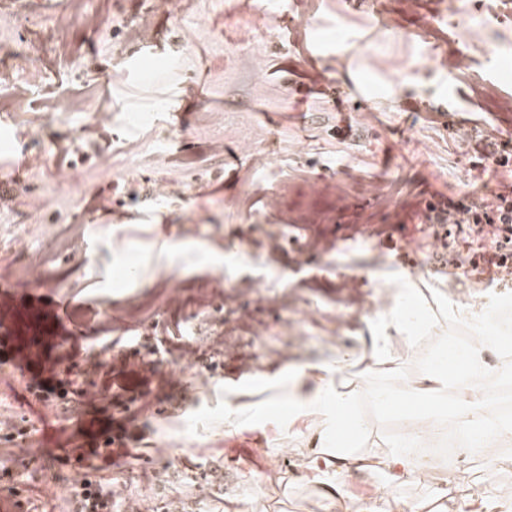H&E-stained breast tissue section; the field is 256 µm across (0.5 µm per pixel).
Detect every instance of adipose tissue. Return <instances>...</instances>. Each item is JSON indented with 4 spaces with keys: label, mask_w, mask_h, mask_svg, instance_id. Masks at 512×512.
<instances>
[{
    "label": "adipose tissue",
    "mask_w": 512,
    "mask_h": 512,
    "mask_svg": "<svg viewBox=\"0 0 512 512\" xmlns=\"http://www.w3.org/2000/svg\"><path fill=\"white\" fill-rule=\"evenodd\" d=\"M449 309L473 324L480 346L443 344L423 370L409 379L403 378L391 354L389 333L424 335L434 331L435 325L421 312L411 313L405 307L379 317L374 358L399 384L375 391L373 398L383 413L399 418L404 425L401 440L385 455H361L351 446L364 433L365 424L353 413L357 388L346 380L345 360L319 367L312 375L303 369L275 374V383L288 385L289 422H296L306 411L318 417L316 435L324 446V460L314 468V483L344 491L346 471L342 464L347 460L383 472L391 481H404L423 465L419 449L450 421L461 434L464 447L488 457L502 440L512 437V425L493 417L482 388L475 382L476 374L484 369L483 346L505 342V328L490 321L487 310L478 306L453 302Z\"/></svg>",
    "instance_id": "ef3b65f1"
}]
</instances>
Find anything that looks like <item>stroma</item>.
Masks as SVG:
<instances>
[{
    "instance_id": "35a3bbf8",
    "label": "stroma",
    "mask_w": 512,
    "mask_h": 512,
    "mask_svg": "<svg viewBox=\"0 0 512 512\" xmlns=\"http://www.w3.org/2000/svg\"><path fill=\"white\" fill-rule=\"evenodd\" d=\"M0 0V119L13 141L19 196L0 210V233L36 226L26 247L0 256V286L57 295L73 360L111 345L138 346L160 375L135 423L145 431L138 465L117 460L112 498L140 512H360L384 484L350 469L345 503L312 483L313 420L290 428L270 404L267 374L348 355L360 390V450L392 448L398 421L373 403L393 387L370 346L375 314L393 292L436 325L397 335L406 374L443 340L472 339L446 303L491 304L512 318V285L490 274L454 275L453 264L417 273L397 251L429 260L441 251L416 208L440 192L466 203L512 195V164L460 146L459 129L489 127L512 143V0ZM108 26L87 24L90 16ZM487 37L473 42L469 26ZM434 49L418 55L421 39ZM88 103L109 138L87 133ZM62 112L51 121L52 111ZM77 175L60 199L56 175ZM248 240L267 263L237 251ZM92 255L75 254L78 241ZM222 257L213 266L209 257ZM192 346L179 358L178 346ZM264 405L251 426L225 420L224 403ZM119 418L107 401L62 414L0 364V512H67L84 478L56 457L77 445L84 417ZM36 430L24 449L13 425ZM500 467L473 458L466 473L512 507V442Z\"/></svg>"
}]
</instances>
